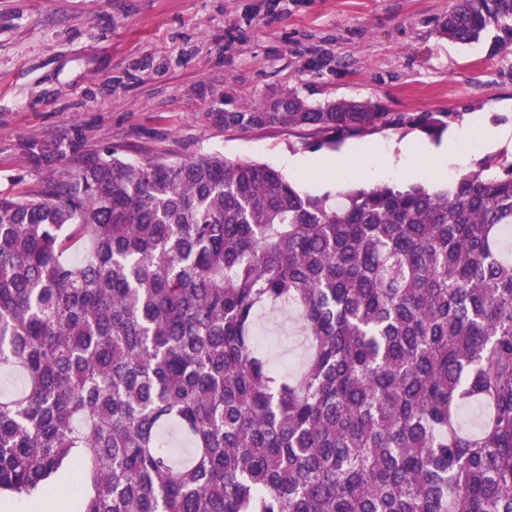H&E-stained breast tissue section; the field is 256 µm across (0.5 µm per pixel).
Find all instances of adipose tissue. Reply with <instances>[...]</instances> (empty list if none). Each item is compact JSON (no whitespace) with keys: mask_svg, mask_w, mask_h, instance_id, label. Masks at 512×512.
I'll return each instance as SVG.
<instances>
[{"mask_svg":"<svg viewBox=\"0 0 512 512\" xmlns=\"http://www.w3.org/2000/svg\"><path fill=\"white\" fill-rule=\"evenodd\" d=\"M459 136H451L442 146L428 150H419L407 142L392 144L384 154L382 164H375L373 155H365L360 161L344 156H317L303 158L288 156L282 163L288 171L301 179L310 181L339 170L360 165L366 168L369 176L390 179L401 175L406 165H414L421 173L435 180H444L450 167L456 163L459 156Z\"/></svg>","mask_w":512,"mask_h":512,"instance_id":"ef3b65f1","label":"adipose tissue"}]
</instances>
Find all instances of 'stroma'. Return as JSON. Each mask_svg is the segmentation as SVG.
<instances>
[{
    "instance_id": "stroma-1",
    "label": "stroma",
    "mask_w": 512,
    "mask_h": 512,
    "mask_svg": "<svg viewBox=\"0 0 512 512\" xmlns=\"http://www.w3.org/2000/svg\"><path fill=\"white\" fill-rule=\"evenodd\" d=\"M453 0H0V193L43 187L27 147L76 145L129 161L222 153L279 167L304 131L239 132L212 115L283 90L318 104L456 112L450 130L512 129V49L453 43ZM277 367L298 371L295 314L262 311Z\"/></svg>"
}]
</instances>
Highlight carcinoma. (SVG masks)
Segmentation results:
<instances>
[{"label":"carcinoma","mask_w":512,"mask_h":512,"mask_svg":"<svg viewBox=\"0 0 512 512\" xmlns=\"http://www.w3.org/2000/svg\"><path fill=\"white\" fill-rule=\"evenodd\" d=\"M492 30L512 46V0H455L440 33ZM215 118L321 148L458 115L288 91ZM511 236L507 160L334 204L219 153L47 169L0 195V369L24 381L0 393V494L77 464V512H512ZM283 306L305 337L295 374L256 339Z\"/></svg>","instance_id":"cac0c4a2"}]
</instances>
